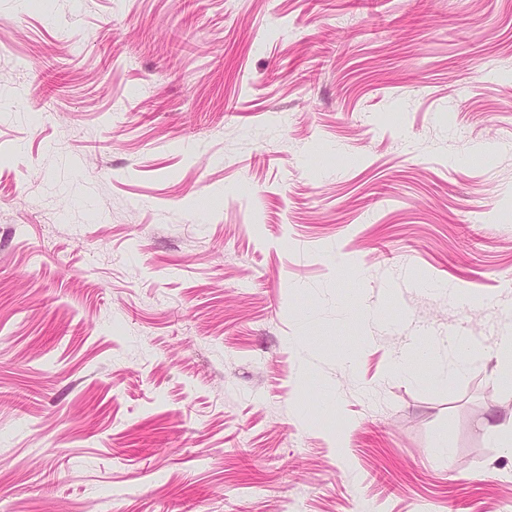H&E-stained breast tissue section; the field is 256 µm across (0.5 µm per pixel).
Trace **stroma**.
Returning <instances> with one entry per match:
<instances>
[{
	"label": "stroma",
	"instance_id": "obj_1",
	"mask_svg": "<svg viewBox=\"0 0 512 512\" xmlns=\"http://www.w3.org/2000/svg\"><path fill=\"white\" fill-rule=\"evenodd\" d=\"M510 334L512 0H0V512H512Z\"/></svg>",
	"mask_w": 512,
	"mask_h": 512
}]
</instances>
